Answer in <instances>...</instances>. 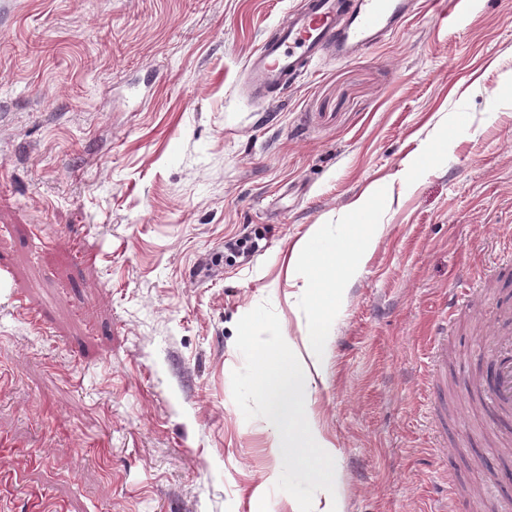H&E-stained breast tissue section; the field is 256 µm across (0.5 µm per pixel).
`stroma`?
<instances>
[{"label": "stroma", "instance_id": "stroma-1", "mask_svg": "<svg viewBox=\"0 0 512 512\" xmlns=\"http://www.w3.org/2000/svg\"><path fill=\"white\" fill-rule=\"evenodd\" d=\"M298 0H0V512H299L245 420L238 320L304 351L311 251L377 234L330 299L306 409L344 512H512L471 377L512 336V0H434L278 101L245 66ZM261 232L242 262L233 238ZM448 411L429 414V329ZM41 315L32 324L25 313ZM477 297L470 288L453 291L448 294L444 301V311L447 316L434 324L430 336V371L434 376L439 373L443 366L448 365V332L450 331L453 317L458 309L465 303H476Z\"/></svg>", "mask_w": 512, "mask_h": 512}]
</instances>
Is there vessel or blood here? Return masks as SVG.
<instances>
[{
	"label": "vessel or blood",
	"instance_id": "b4317fda",
	"mask_svg": "<svg viewBox=\"0 0 512 512\" xmlns=\"http://www.w3.org/2000/svg\"><path fill=\"white\" fill-rule=\"evenodd\" d=\"M419 0H299L274 37L264 39L249 58L246 84L251 95L264 99L287 86L322 55L347 60L395 33L415 13ZM472 289L449 293L446 316L430 332V370L439 373L448 361L452 318L466 303L476 302ZM489 417L512 405V340L504 341L484 392Z\"/></svg>",
	"mask_w": 512,
	"mask_h": 512
}]
</instances>
